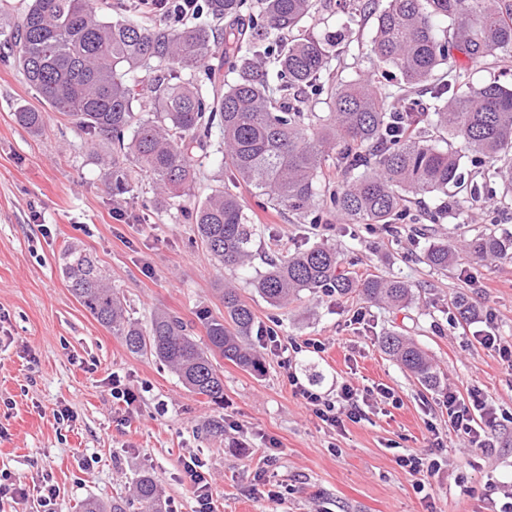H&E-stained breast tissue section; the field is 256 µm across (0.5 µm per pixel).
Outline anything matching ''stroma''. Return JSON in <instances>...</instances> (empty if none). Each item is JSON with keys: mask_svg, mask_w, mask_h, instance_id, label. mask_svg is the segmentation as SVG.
Here are the masks:
<instances>
[{"mask_svg": "<svg viewBox=\"0 0 512 512\" xmlns=\"http://www.w3.org/2000/svg\"><path fill=\"white\" fill-rule=\"evenodd\" d=\"M317 2L313 32L341 31L342 66L376 75L367 53L373 19ZM9 3L0 10V472L20 479L26 495L0 498V512H44L46 475L57 490L55 512H78L89 498L129 497L146 470L170 512H196L181 467L188 455L198 456L210 474L214 512H498L512 492V368L476 334L489 326L512 345V255L481 260L465 245L479 230L511 236L512 203L485 192L471 201L467 188L482 184L480 167L463 159L466 190L421 197L391 232L337 219L317 229L309 219L251 206L265 249L284 254L328 242L350 275H396L414 290L403 308L306 292L274 309L249 285L262 262L237 274L213 265L180 211L156 204L143 173H134L132 192L112 197L97 161L102 145L50 111L14 66L3 34L26 0ZM23 107L44 113L40 132L16 122ZM445 202L452 215L430 223L428 213ZM438 238L457 253L442 274L424 261ZM70 245L96 260L141 324L156 310H170L205 342L199 317L223 316L219 289L230 280L257 326L276 329L283 344L310 338L325 350L294 354L285 364L257 342V372L215 357L224 401L209 402L155 357L131 353L79 303L62 273ZM462 294L476 309L468 320L454 306ZM391 331L427 352L437 388H425L382 353L379 340ZM292 372L329 396L350 381L389 387L396 400L337 429L294 395ZM116 381L132 391L131 400L113 399ZM451 387L464 397L480 389L500 414L487 452H471L449 427L444 395ZM64 406L73 419L55 420L54 410ZM216 420L224 423L218 435L211 431ZM435 432L448 457L421 483L398 458L424 449Z\"/></svg>", "mask_w": 512, "mask_h": 512, "instance_id": "stroma-1", "label": "stroma"}]
</instances>
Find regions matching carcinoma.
Listing matches in <instances>:
<instances>
[{"instance_id":"carcinoma-1","label":"carcinoma","mask_w":512,"mask_h":512,"mask_svg":"<svg viewBox=\"0 0 512 512\" xmlns=\"http://www.w3.org/2000/svg\"><path fill=\"white\" fill-rule=\"evenodd\" d=\"M359 15L375 17L370 55L395 70L379 84L348 75L333 61L341 40L306 26L313 0H260L257 16L243 21L245 0H199L196 13L224 22L209 26H148L123 13H99L93 0H28L8 35L14 60L28 83L72 124L112 145L103 159L114 194L132 191L130 167L153 183L158 202L177 205L194 225L216 264L249 266L256 229L235 187L250 188L258 204L303 217L321 202L315 221L335 214L346 224L392 228L414 198L446 194L464 183L460 140L485 167L484 177L512 194V88L496 82L472 85L448 66L447 44L473 61L512 57V0H343ZM220 55L217 66L206 65ZM227 73H222V69ZM151 100L136 110L139 85ZM310 93L324 112H307L291 99ZM429 95L426 105L419 96ZM32 132L44 115L14 113ZM221 140L212 142L213 130ZM221 155L230 184L204 198L192 193L197 158ZM336 160L344 180L325 186L327 162ZM471 255L512 253V236L481 233L466 244ZM63 274L73 295L99 324L121 336L133 354L163 362L183 386L212 402H224L218 355L243 368L260 369L248 344L254 314L237 288L224 285V318H201L207 344L199 346L188 325L166 311L142 327L126 315L97 262L77 247L64 254ZM427 264L448 269L455 251L431 243ZM341 253L317 243L266 257L253 281L256 293L283 308L304 291L357 294L368 303L406 306L411 286L398 277H350ZM384 354L423 386L438 375L428 356L397 333L381 337ZM139 512H167L152 474L135 480ZM81 512H129V502L96 498Z\"/></svg>"}]
</instances>
